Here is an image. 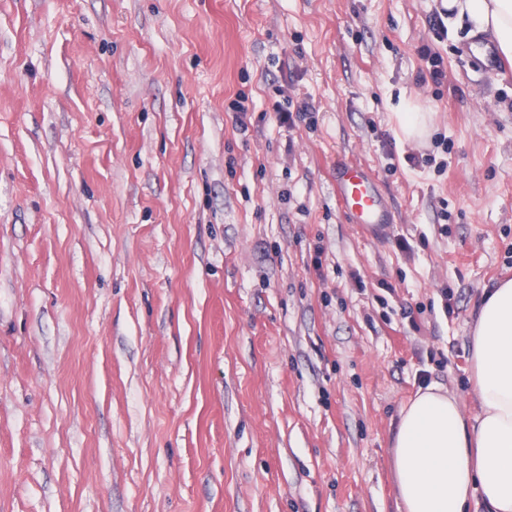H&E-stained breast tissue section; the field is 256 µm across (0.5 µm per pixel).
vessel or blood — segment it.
Here are the masks:
<instances>
[{"label": "vessel or blood", "mask_w": 512, "mask_h": 512, "mask_svg": "<svg viewBox=\"0 0 512 512\" xmlns=\"http://www.w3.org/2000/svg\"><path fill=\"white\" fill-rule=\"evenodd\" d=\"M467 57L478 61L485 70L500 67L492 48L480 41L471 42ZM336 188L351 223L365 234L376 235L392 221L384 196L370 172L360 164L347 162L336 168Z\"/></svg>", "instance_id": "obj_1"}]
</instances>
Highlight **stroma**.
I'll use <instances>...</instances> for the list:
<instances>
[{
	"instance_id": "stroma-1",
	"label": "stroma",
	"mask_w": 512,
	"mask_h": 512,
	"mask_svg": "<svg viewBox=\"0 0 512 512\" xmlns=\"http://www.w3.org/2000/svg\"><path fill=\"white\" fill-rule=\"evenodd\" d=\"M441 8L0 0V512H398L400 411L473 413L512 278V61ZM346 160L385 235L342 213ZM466 56L478 61L486 71H496L500 63L492 48L481 41L474 40L466 49ZM400 127L408 137L421 136L427 129L426 114L418 109H409L401 112ZM336 188L351 224L375 236L392 224L391 212L370 172L360 164L336 166Z\"/></svg>"
}]
</instances>
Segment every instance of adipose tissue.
I'll return each mask as SVG.
<instances>
[{
    "instance_id": "adipose-tissue-1",
    "label": "adipose tissue",
    "mask_w": 512,
    "mask_h": 512,
    "mask_svg": "<svg viewBox=\"0 0 512 512\" xmlns=\"http://www.w3.org/2000/svg\"><path fill=\"white\" fill-rule=\"evenodd\" d=\"M512 59V0H448ZM475 411L436 385L401 410L391 447L400 512H512V279L485 291L470 335Z\"/></svg>"
}]
</instances>
